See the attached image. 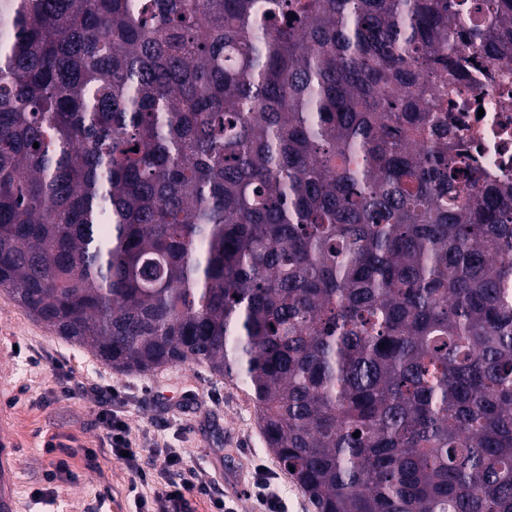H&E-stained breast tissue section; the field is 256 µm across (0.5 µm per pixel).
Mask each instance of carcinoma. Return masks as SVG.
I'll list each match as a JSON object with an SVG mask.
<instances>
[{"label": "carcinoma", "mask_w": 512, "mask_h": 512, "mask_svg": "<svg viewBox=\"0 0 512 512\" xmlns=\"http://www.w3.org/2000/svg\"><path fill=\"white\" fill-rule=\"evenodd\" d=\"M465 2L0 0V288L240 382L316 512H512V185L434 110L512 0Z\"/></svg>", "instance_id": "cac0c4a2"}]
</instances>
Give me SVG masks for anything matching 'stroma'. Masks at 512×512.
<instances>
[{
  "label": "stroma",
  "instance_id": "35a3bbf8",
  "mask_svg": "<svg viewBox=\"0 0 512 512\" xmlns=\"http://www.w3.org/2000/svg\"><path fill=\"white\" fill-rule=\"evenodd\" d=\"M0 376L17 382L6 399L22 448L17 460L19 512H87L88 504L109 492L111 512H138L140 497H152L163 476L137 487L125 464L104 451L99 424L101 398L127 422L145 468L156 466L159 449H177L182 470H194L211 494H188L187 512H215L214 500L231 512H264L249 495L233 496L225 478L245 482L275 477L288 512H315L296 483L278 466L262 438L257 409L244 386L193 363L170 365L145 375H122L98 362L85 348L59 338L36 322L7 292L0 290ZM98 449L95 465L71 461L72 476L46 484L51 457L44 438ZM50 503L34 499L37 491Z\"/></svg>",
  "mask_w": 512,
  "mask_h": 512
}]
</instances>
